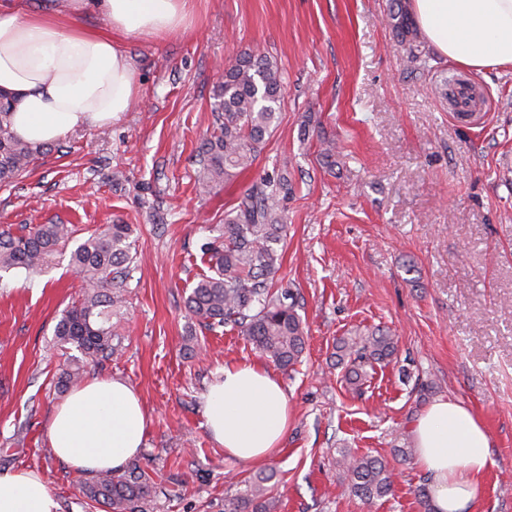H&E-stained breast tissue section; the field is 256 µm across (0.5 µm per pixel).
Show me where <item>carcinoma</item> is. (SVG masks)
Returning a JSON list of instances; mask_svg holds the SVG:
<instances>
[{
  "instance_id": "cac0c4a2",
  "label": "carcinoma",
  "mask_w": 512,
  "mask_h": 512,
  "mask_svg": "<svg viewBox=\"0 0 512 512\" xmlns=\"http://www.w3.org/2000/svg\"><path fill=\"white\" fill-rule=\"evenodd\" d=\"M388 25L407 46L408 60L427 69L425 54L415 44L413 21L404 0H391ZM282 69L267 53L244 51L224 68V82L216 91L215 126L198 148V183L212 189L253 165L278 120L281 108ZM11 98L0 94V187L24 173L48 145H31L10 131ZM336 142L321 140L323 165H336ZM286 178L264 176L254 182L224 212L219 235L202 246L209 256L210 274H204L186 298L198 324L209 332H235L278 366H295L305 351L306 335L297 312V298L289 288L277 287L285 225L281 224V197ZM130 225L114 221L93 232L71 253V265L86 282L78 304L66 310L55 326L56 344L75 350L56 377L59 392L80 382L87 369L112 360L121 340L112 319H121L123 283L134 256ZM67 224H36L26 234L0 227V272L23 269L35 273L72 240ZM397 351L393 336L382 330L343 337L337 344L338 364L345 380L358 390L375 363L389 362ZM336 470L354 496L372 503L393 492L392 472L379 459L358 456L348 448L336 449ZM274 472L246 483L240 496L228 501L224 512H278ZM83 495L106 512H146V505L171 490L157 486L134 459L126 469L105 472L81 483Z\"/></svg>"
}]
</instances>
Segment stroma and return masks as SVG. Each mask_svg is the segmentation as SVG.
Instances as JSON below:
<instances>
[{"instance_id": "stroma-1", "label": "stroma", "mask_w": 512, "mask_h": 512, "mask_svg": "<svg viewBox=\"0 0 512 512\" xmlns=\"http://www.w3.org/2000/svg\"><path fill=\"white\" fill-rule=\"evenodd\" d=\"M190 8L189 29L126 43L139 84L129 112L72 131L0 187V225L16 230L69 224L79 243L116 219L132 227L122 349L99 374L133 386L151 416L142 467L164 485L187 482L148 512H224L260 472L225 457L203 404L225 364L262 355L237 333L202 329L184 301L208 271L201 245L268 174L288 178L279 284L298 290L308 330L301 364L275 371L292 412L268 462L280 512H425L428 479L395 451L413 447V421L439 397L471 408L491 434L479 512H512V66L468 71L420 34L429 67L414 68L383 21L389 0ZM242 51L280 63L277 126L251 169L204 192L196 154L213 129L218 64ZM446 72L481 92L483 118H454L437 91ZM324 137L339 145L338 172L319 163ZM69 259L0 272V472L34 470L60 512H95L47 436L64 399L54 330L84 287ZM378 326L397 353L353 391L336 342ZM342 445L384 460L393 494L368 504L341 486Z\"/></svg>"}]
</instances>
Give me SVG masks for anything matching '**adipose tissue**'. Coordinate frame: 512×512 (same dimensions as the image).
I'll list each match as a JSON object with an SVG mask.
<instances>
[{
	"mask_svg": "<svg viewBox=\"0 0 512 512\" xmlns=\"http://www.w3.org/2000/svg\"><path fill=\"white\" fill-rule=\"evenodd\" d=\"M99 4L103 30L79 24L84 0H70L64 15L0 0V91L17 99L10 129L18 139L48 144L117 120L138 93L124 41L185 30L189 19L188 0ZM412 11L442 57L476 72L512 64V0H412ZM204 416L227 458L260 464L288 432V395L263 365L228 364L204 396ZM150 424L136 389L94 377L53 411L48 439L56 457L92 476L121 470L143 448ZM412 434L433 512H475L492 464L481 420L462 403L440 398L418 415ZM0 512H59V505L41 475L18 469L0 473Z\"/></svg>",
	"mask_w": 512,
	"mask_h": 512,
	"instance_id": "ef3b65f1",
	"label": "adipose tissue"
}]
</instances>
